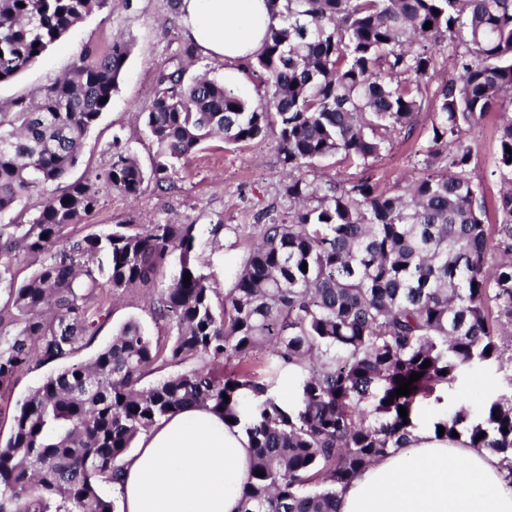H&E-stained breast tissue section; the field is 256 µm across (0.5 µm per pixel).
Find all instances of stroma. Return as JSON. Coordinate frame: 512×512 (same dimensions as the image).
Returning a JSON list of instances; mask_svg holds the SVG:
<instances>
[{"label":"stroma","instance_id":"35a3bbf8","mask_svg":"<svg viewBox=\"0 0 512 512\" xmlns=\"http://www.w3.org/2000/svg\"><path fill=\"white\" fill-rule=\"evenodd\" d=\"M179 0H112L108 10L96 11L77 23L27 70L0 84V103L33 95L40 87L68 73L81 53L105 51L115 40L132 45L125 73L112 102L87 136L80 164L68 182L83 179L87 171L109 161L113 136L129 138L143 169L158 161L157 146L146 133L142 114L150 106L159 74L183 54L191 42L185 35ZM434 113L422 111L412 134H394L385 152L371 163L374 177L386 186L418 179L417 153L428 146ZM500 114H492L463 131L472 148L470 177L487 201L502 188L492 171L497 152ZM171 186L158 188L145 181L136 199L111 187H101L95 210L61 233V246L91 234L111 231L116 224H193L199 232L205 264L203 273L221 291L233 285L235 271L247 257L249 237L258 214L271 207H287L283 188L288 171L281 162L276 135L246 144H228L223 138L206 140L199 149L170 168ZM97 343L105 345L125 322L137 320L152 336L168 341L175 331L157 323L148 299L136 290L123 297L98 299ZM55 370L54 365L34 367L8 389L0 392V443L8 439L13 419L24 397ZM512 397V362L484 367L479 373L464 371L452 385L437 389L434 398L417 407L419 418L450 413L466 407L481 415L491 403Z\"/></svg>","mask_w":512,"mask_h":512}]
</instances>
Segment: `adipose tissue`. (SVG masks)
<instances>
[{
    "mask_svg": "<svg viewBox=\"0 0 512 512\" xmlns=\"http://www.w3.org/2000/svg\"><path fill=\"white\" fill-rule=\"evenodd\" d=\"M189 39L230 64L256 58L281 19L271 0H182ZM409 448L389 453L338 487L337 512H512V482L500 456L417 423ZM242 425L206 408H187L138 437L123 462V512H238L251 464Z\"/></svg>",
    "mask_w": 512,
    "mask_h": 512,
    "instance_id": "ef3b65f1",
    "label": "adipose tissue"
}]
</instances>
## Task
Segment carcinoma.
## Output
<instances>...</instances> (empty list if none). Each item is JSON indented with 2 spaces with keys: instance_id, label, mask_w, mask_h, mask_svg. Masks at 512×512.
Listing matches in <instances>:
<instances>
[{
  "instance_id": "cac0c4a2",
  "label": "carcinoma",
  "mask_w": 512,
  "mask_h": 512,
  "mask_svg": "<svg viewBox=\"0 0 512 512\" xmlns=\"http://www.w3.org/2000/svg\"><path fill=\"white\" fill-rule=\"evenodd\" d=\"M274 2L283 24L248 62L259 78L257 102L221 80L185 79L177 61L160 73L144 113L161 161L145 171L115 136L105 168L46 194L27 220L1 217L78 164L131 44L116 40L100 55L84 54L35 97L0 106V389L35 365L58 366L24 399L0 446V512H117L98 482L118 483L141 432L189 405L239 423L247 391L256 402L244 422L252 468L240 512H337V487L407 447L414 410L435 386L502 359L499 328L512 326V117L499 128L493 174L506 190L493 224L468 176L472 151L461 132L512 106V0ZM108 8L112 0H0V83ZM444 43L455 47L458 75L431 95ZM426 103L437 121L415 183L305 178V168L335 155L368 167L392 134L412 132ZM270 132L288 167V211L258 225L225 295L201 272L194 224H117L76 242L77 256L14 284L12 259L55 249L62 230L95 209L100 185L135 197L147 179L169 182L173 163L212 136L240 144ZM175 251L178 273L151 297L155 318L176 328L169 343L131 320L92 357L78 358L98 331L90 298L151 286ZM260 346L271 347L276 372L302 377L289 412L246 370L212 369L241 365ZM190 357L207 366L142 384L154 364ZM414 372L422 377L410 395L392 396ZM370 396L379 414L373 424L360 408ZM435 426L448 438L462 430L468 447L498 454L512 480V399L471 422L461 408ZM317 477L323 487L308 490Z\"/></svg>"
}]
</instances>
